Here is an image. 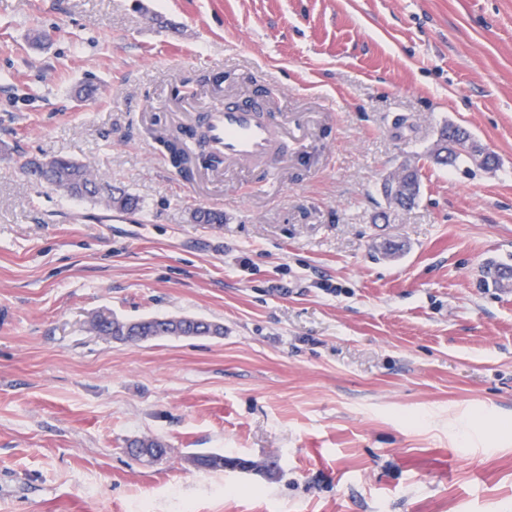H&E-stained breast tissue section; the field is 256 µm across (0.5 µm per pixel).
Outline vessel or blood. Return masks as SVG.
Masks as SVG:
<instances>
[{
    "label": "vessel or blood",
    "instance_id": "b4317fda",
    "mask_svg": "<svg viewBox=\"0 0 512 512\" xmlns=\"http://www.w3.org/2000/svg\"><path fill=\"white\" fill-rule=\"evenodd\" d=\"M205 131L226 166L257 163L268 172L281 163L282 145L288 137L287 124L266 117L260 105L231 101L208 112Z\"/></svg>",
    "mask_w": 512,
    "mask_h": 512
}]
</instances>
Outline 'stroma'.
I'll return each instance as SVG.
<instances>
[{"mask_svg":"<svg viewBox=\"0 0 512 512\" xmlns=\"http://www.w3.org/2000/svg\"><path fill=\"white\" fill-rule=\"evenodd\" d=\"M249 97L288 116L275 173L170 164L162 132ZM447 123L494 163L434 164ZM56 156L138 208L28 174ZM407 161L420 197L393 208ZM490 261L512 265V0H0V512H512ZM101 313L224 333L123 342ZM147 438L166 455H132Z\"/></svg>","mask_w":512,"mask_h":512,"instance_id":"1","label":"stroma"}]
</instances>
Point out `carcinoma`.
Returning a JSON list of instances; mask_svg holds the SVG:
<instances>
[{
	"instance_id": "obj_1",
	"label": "carcinoma",
	"mask_w": 512,
	"mask_h": 512,
	"mask_svg": "<svg viewBox=\"0 0 512 512\" xmlns=\"http://www.w3.org/2000/svg\"><path fill=\"white\" fill-rule=\"evenodd\" d=\"M440 138L448 142L446 154L436 155L433 161L437 164L448 165L461 157L458 146L466 145L471 135L464 129L454 125H444L440 130ZM32 176L50 184L60 183L68 188L67 196L73 199L103 200L110 208L118 210L130 209L138 206V200L122 191L112 187L108 182H101L94 178L86 166L69 158L60 157L55 166L41 168L39 166L30 170ZM421 189L420 172L408 174L403 181V190L395 197L394 204L404 208L416 204ZM485 279L498 288H507L512 284V266L503 263H490L483 270ZM99 332L105 336H112L122 340H137L142 336L146 339L161 336H203L207 334L221 335L223 327L209 322L192 318H143L136 321H120L112 319L109 324L99 326ZM193 462L202 468L222 469L232 458L219 453L196 454L192 456Z\"/></svg>"
}]
</instances>
